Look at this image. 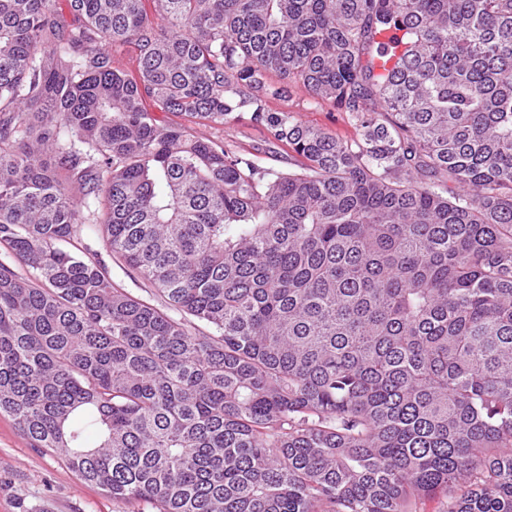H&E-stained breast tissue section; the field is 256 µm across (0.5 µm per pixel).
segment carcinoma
Returning a JSON list of instances; mask_svg holds the SVG:
<instances>
[{
	"mask_svg": "<svg viewBox=\"0 0 512 512\" xmlns=\"http://www.w3.org/2000/svg\"><path fill=\"white\" fill-rule=\"evenodd\" d=\"M1 247L0 414L119 504L512 512V0H0ZM311 100L310 94L304 88H298L289 99L272 100L270 105L274 109L288 107V110L295 112L300 122L321 128L337 138L357 137L358 129L348 120L347 113L340 106L329 102L316 106L310 104ZM157 115L166 121L172 120L189 125L198 135L222 141L224 145L241 153H253L259 157L263 166L272 167L276 170H288V168L294 167V161L288 156L287 148L276 147L271 149L275 152H268V145L265 143L268 135L262 127L255 125L250 120L249 112L241 113V118L238 121L224 125V127L198 126L171 114L157 113ZM83 245L88 246L89 248V256L93 258L96 256L97 258L104 261L107 265L111 267L112 280L117 285L125 288L131 294L142 297L145 299H152V290L148 288V286L140 279L137 274H135L131 269L123 266L116 265L111 261L109 256V252L102 242L97 238H89L84 233L82 236Z\"/></svg>",
	"mask_w": 512,
	"mask_h": 512,
	"instance_id": "1",
	"label": "carcinoma"
}]
</instances>
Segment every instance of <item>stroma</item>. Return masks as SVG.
I'll return each instance as SVG.
<instances>
[{
    "mask_svg": "<svg viewBox=\"0 0 512 512\" xmlns=\"http://www.w3.org/2000/svg\"><path fill=\"white\" fill-rule=\"evenodd\" d=\"M271 106L288 108L300 122L337 138L358 135L340 106L329 102L313 105L305 89H295L289 99L272 101ZM196 132L236 151L257 155L263 166L285 170L293 165L287 148L268 151L267 133L251 121L249 113L222 127H197ZM0 512H123V507L80 480L60 452L30 447L13 421L0 415Z\"/></svg>",
    "mask_w": 512,
    "mask_h": 512,
    "instance_id": "stroma-1",
    "label": "stroma"
}]
</instances>
